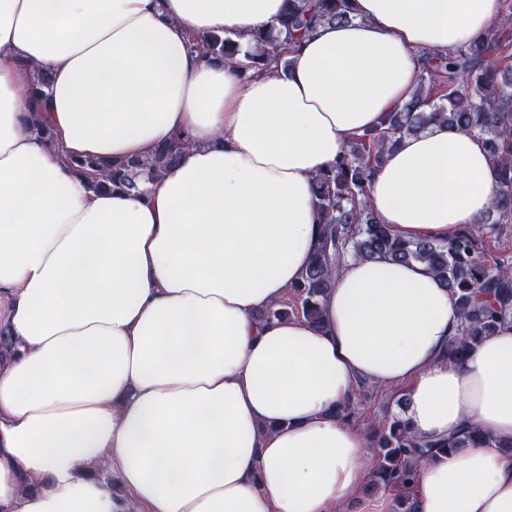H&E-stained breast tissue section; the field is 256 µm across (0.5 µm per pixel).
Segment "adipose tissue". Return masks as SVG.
I'll return each instance as SVG.
<instances>
[{
	"instance_id": "1",
	"label": "adipose tissue",
	"mask_w": 512,
	"mask_h": 512,
	"mask_svg": "<svg viewBox=\"0 0 512 512\" xmlns=\"http://www.w3.org/2000/svg\"><path fill=\"white\" fill-rule=\"evenodd\" d=\"M353 6L287 72L243 80L190 40L249 48L287 0H0V512H393L364 495L371 451L338 415L364 382L402 399L417 437L494 440L429 459L419 512H512V323L449 361L460 318L442 281L353 257L323 328L258 318L309 263L317 172L411 99L426 52L469 45L498 12ZM179 136L142 197L93 191L71 165ZM495 192L481 140L439 123L404 136L368 186L393 234L446 241Z\"/></svg>"
}]
</instances>
